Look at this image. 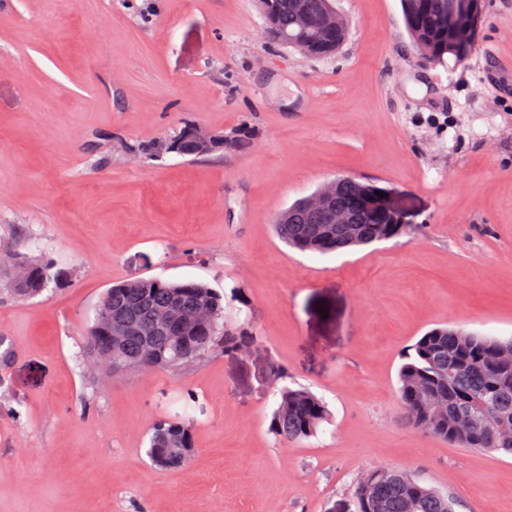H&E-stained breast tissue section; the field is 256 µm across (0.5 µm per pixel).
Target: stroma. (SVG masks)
I'll return each mask as SVG.
<instances>
[{
	"instance_id": "35a3bbf8",
	"label": "stroma",
	"mask_w": 512,
	"mask_h": 512,
	"mask_svg": "<svg viewBox=\"0 0 512 512\" xmlns=\"http://www.w3.org/2000/svg\"><path fill=\"white\" fill-rule=\"evenodd\" d=\"M336 8L348 38L313 59L265 37L259 0H0V249L61 271L33 298L0 277V512H359L377 465L512 512V456L405 427L397 395L430 329L512 337V0L443 66L399 0ZM188 122L223 149L134 159ZM339 175L388 190L407 234L283 244L278 213ZM150 278L217 290L252 352L84 375L104 291ZM277 365L325 401L316 437L271 433ZM162 417L192 425L186 468L146 455Z\"/></svg>"
}]
</instances>
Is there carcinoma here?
<instances>
[{
  "instance_id": "cac0c4a2",
  "label": "carcinoma",
  "mask_w": 512,
  "mask_h": 512,
  "mask_svg": "<svg viewBox=\"0 0 512 512\" xmlns=\"http://www.w3.org/2000/svg\"><path fill=\"white\" fill-rule=\"evenodd\" d=\"M308 23L301 26L294 7L285 0L265 6L270 37H288L303 44L304 53L327 58L336 53L338 36L319 28L323 12L334 0H301ZM451 0H401L407 31L419 54L428 62L445 64L464 58L461 43L448 37ZM183 156L202 157L224 147V141L197 130L157 144ZM374 185L351 176L333 182L331 207L346 213L350 224H329L325 213L293 202L279 216L276 231L287 245L301 251L326 254L387 241L407 233V225L378 207L363 202ZM0 274L9 278L17 297H35L55 281L53 264L40 261L16 247L0 251ZM176 313L175 331L158 330L162 317ZM150 340L155 359L145 371L177 370L188 360L202 361L226 348L249 351L255 342L247 332L224 328V297L200 282L147 279L116 284L99 301L95 319L85 337L86 371L108 372L110 364L139 362L141 341ZM285 372L273 368L276 395L270 430L280 441L301 442L314 437L327 419L325 403L305 389L279 386ZM397 393L404 425L460 448L512 454V339L502 340L461 327L427 331L402 356ZM473 409L476 425L458 428L456 411ZM195 451L191 425L183 420H161L152 428L147 450L151 462L164 469H181ZM374 472L357 483L359 512H454L453 502L421 484L408 471L377 485L363 496Z\"/></svg>"
}]
</instances>
